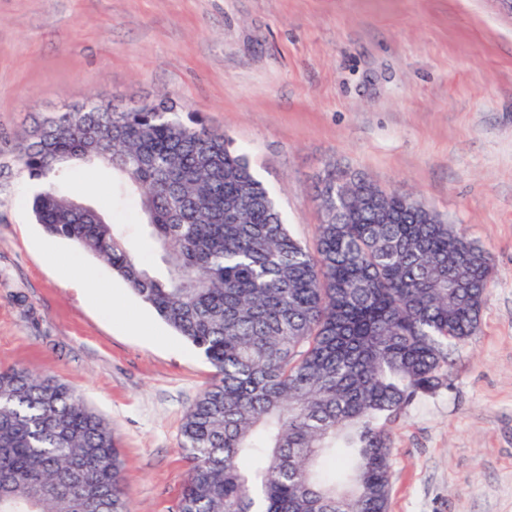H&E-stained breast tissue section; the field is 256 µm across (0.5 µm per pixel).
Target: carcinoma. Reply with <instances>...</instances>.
Returning <instances> with one entry per match:
<instances>
[{
  "instance_id": "obj_1",
  "label": "carcinoma",
  "mask_w": 512,
  "mask_h": 512,
  "mask_svg": "<svg viewBox=\"0 0 512 512\" xmlns=\"http://www.w3.org/2000/svg\"><path fill=\"white\" fill-rule=\"evenodd\" d=\"M101 152L165 273L60 184ZM18 161L53 237L103 260L214 369L185 411L176 512H388V424L448 389L492 259L411 195L331 168L317 246L296 240L246 155L161 100L92 101L35 123ZM0 512H128L112 428L71 387L0 369Z\"/></svg>"
}]
</instances>
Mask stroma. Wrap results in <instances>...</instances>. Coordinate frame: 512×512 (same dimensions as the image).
I'll use <instances>...</instances> for the list:
<instances>
[{
    "label": "stroma",
    "mask_w": 512,
    "mask_h": 512,
    "mask_svg": "<svg viewBox=\"0 0 512 512\" xmlns=\"http://www.w3.org/2000/svg\"><path fill=\"white\" fill-rule=\"evenodd\" d=\"M162 97L246 153L307 248L335 165L491 254L447 390L390 426L389 512H512V16L496 0H0V366L55 376L111 426L129 512H173L182 417L213 370L103 261L44 233L17 147L70 105ZM111 184L84 166L64 190L158 266L135 199Z\"/></svg>",
    "instance_id": "obj_1"
}]
</instances>
